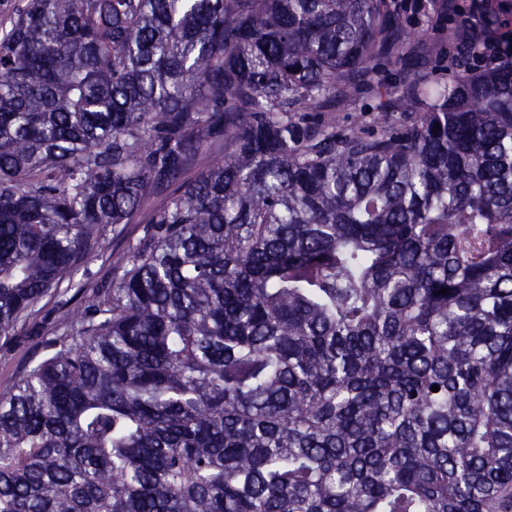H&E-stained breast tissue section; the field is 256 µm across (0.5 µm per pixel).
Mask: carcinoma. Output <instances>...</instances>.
I'll return each instance as SVG.
<instances>
[{"label":"carcinoma","mask_w":512,"mask_h":512,"mask_svg":"<svg viewBox=\"0 0 512 512\" xmlns=\"http://www.w3.org/2000/svg\"><path fill=\"white\" fill-rule=\"evenodd\" d=\"M447 23L26 0L0 36V340L47 296L61 322L0 393V512H512V58L407 69L377 130L296 117L382 98ZM143 224H119L115 231L110 232L111 247L103 259L95 261L91 269V278L94 283L108 286L112 279V271L106 258L112 252V259L122 252L129 243H132L141 232Z\"/></svg>","instance_id":"obj_1"}]
</instances>
